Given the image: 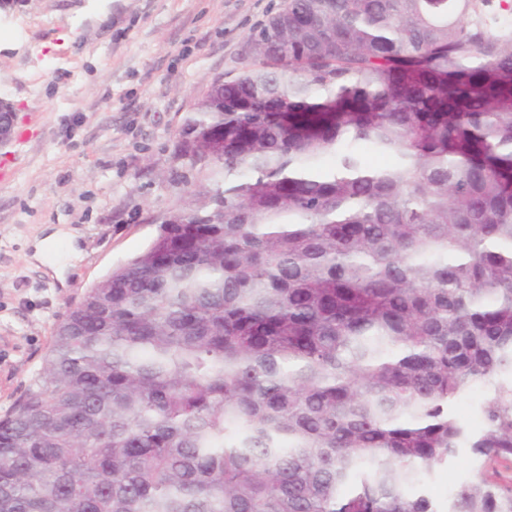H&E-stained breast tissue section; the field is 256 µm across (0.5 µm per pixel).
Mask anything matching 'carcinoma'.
<instances>
[{"instance_id": "cac0c4a2", "label": "carcinoma", "mask_w": 512, "mask_h": 512, "mask_svg": "<svg viewBox=\"0 0 512 512\" xmlns=\"http://www.w3.org/2000/svg\"><path fill=\"white\" fill-rule=\"evenodd\" d=\"M491 0H286L187 112L176 224L0 416V512H439L512 463V32ZM397 158L368 166L361 149ZM490 395L473 432L454 415ZM448 512H512L483 474ZM487 393V389L483 385H477L459 398L453 406L458 418L467 424L478 426V414ZM483 467L480 460L475 459L467 448H461L448 466L431 471L408 488L410 493L426 490L433 500L446 511L448 500L461 485L475 479Z\"/></svg>"}]
</instances>
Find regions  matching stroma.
Returning <instances> with one entry per match:
<instances>
[{"instance_id":"1","label":"stroma","mask_w":512,"mask_h":512,"mask_svg":"<svg viewBox=\"0 0 512 512\" xmlns=\"http://www.w3.org/2000/svg\"><path fill=\"white\" fill-rule=\"evenodd\" d=\"M284 0H0V415L43 366L87 288L143 251L197 177L173 160L194 102L245 67ZM81 251L63 276L33 260L50 225ZM483 467L468 449L415 482L440 507Z\"/></svg>"}]
</instances>
